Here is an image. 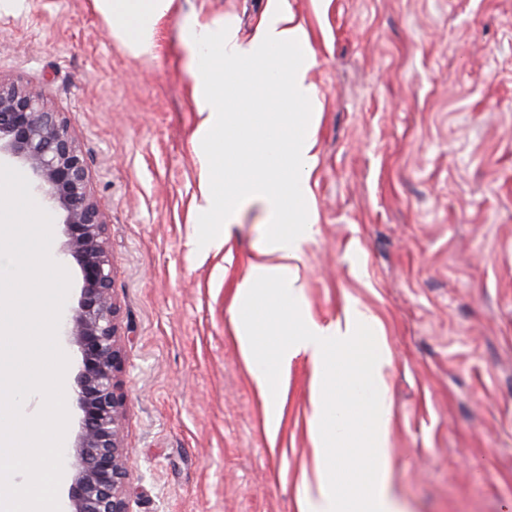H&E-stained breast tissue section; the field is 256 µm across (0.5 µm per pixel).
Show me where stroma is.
<instances>
[{"mask_svg": "<svg viewBox=\"0 0 512 512\" xmlns=\"http://www.w3.org/2000/svg\"><path fill=\"white\" fill-rule=\"evenodd\" d=\"M321 104L299 265L321 323L364 313L388 363L389 480L406 512H512V0H287ZM265 0H177L134 56L91 0L0 7V78L68 119L107 219L133 512H300L318 455L310 363L270 416L236 340L261 206L205 248L185 15L250 39Z\"/></svg>", "mask_w": 512, "mask_h": 512, "instance_id": "obj_1", "label": "stroma"}]
</instances>
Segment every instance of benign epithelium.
Returning a JSON list of instances; mask_svg holds the SVG:
<instances>
[{
    "instance_id": "7a95c632",
    "label": "benign epithelium",
    "mask_w": 512,
    "mask_h": 512,
    "mask_svg": "<svg viewBox=\"0 0 512 512\" xmlns=\"http://www.w3.org/2000/svg\"><path fill=\"white\" fill-rule=\"evenodd\" d=\"M29 173L36 190L62 215V253L78 271L77 305L65 316L76 347L74 403L79 428L63 454L69 478L65 512H132L122 436L124 366L120 306L114 298L107 221L90 188L87 161L70 123L43 96L0 79V160Z\"/></svg>"
}]
</instances>
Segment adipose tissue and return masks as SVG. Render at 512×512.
<instances>
[{
    "instance_id": "1",
    "label": "adipose tissue",
    "mask_w": 512,
    "mask_h": 512,
    "mask_svg": "<svg viewBox=\"0 0 512 512\" xmlns=\"http://www.w3.org/2000/svg\"><path fill=\"white\" fill-rule=\"evenodd\" d=\"M92 5L135 56L148 57L154 29L176 0ZM181 32L193 109L200 116L194 139L206 163L198 218L218 225L211 238L222 243L230 240L246 205H262L270 222L265 249L237 287L235 302L246 312L261 295L280 311L261 323L239 319L237 342L247 359L256 360L259 332L266 327L277 341L260 358L284 366L303 357L312 366L311 435L325 464L315 483L305 484L300 512H400L388 481L391 416L371 391L385 362L357 357L364 318L323 324L297 303L302 246L318 222L310 170L321 103L310 79L316 55L306 46V31L287 0H266L249 40H240L231 24L199 13L184 18ZM337 352L343 360L335 365L331 357ZM345 400L361 410V432L335 424ZM341 483L347 487L342 494L336 491Z\"/></svg>"
}]
</instances>
